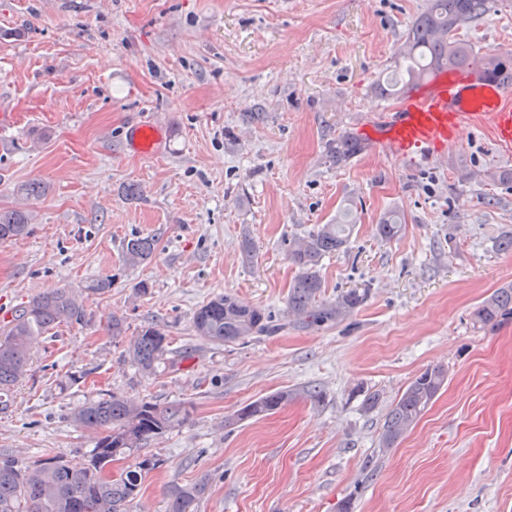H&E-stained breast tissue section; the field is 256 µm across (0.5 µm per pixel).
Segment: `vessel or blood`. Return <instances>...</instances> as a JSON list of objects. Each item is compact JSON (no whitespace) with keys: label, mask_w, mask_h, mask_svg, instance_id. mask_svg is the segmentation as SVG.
<instances>
[{"label":"vessel or blood","mask_w":512,"mask_h":512,"mask_svg":"<svg viewBox=\"0 0 512 512\" xmlns=\"http://www.w3.org/2000/svg\"><path fill=\"white\" fill-rule=\"evenodd\" d=\"M488 126L493 141L512 146V90L502 78L468 69L440 70L406 94L382 122L375 141L390 158L413 156L429 148L437 156L458 143L466 127ZM165 137L159 126L138 122L128 127L127 148L154 155Z\"/></svg>","instance_id":"1"}]
</instances>
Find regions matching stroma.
I'll list each match as a JSON object with an SVG mask.
<instances>
[{
  "label": "stroma",
  "mask_w": 512,
  "mask_h": 512,
  "mask_svg": "<svg viewBox=\"0 0 512 512\" xmlns=\"http://www.w3.org/2000/svg\"><path fill=\"white\" fill-rule=\"evenodd\" d=\"M427 0H0V207L29 211L27 236L0 242V322L33 296L72 288L91 313L30 351L32 375L0 412V450L29 464L81 459L94 431L75 414L110 394L190 418L142 448L161 461L127 512H167L174 485L205 482L196 512H512V321L473 311L512 285V190L486 207L460 168L512 169V149L465 129L435 160L379 153L377 117L397 99L404 35ZM478 58L512 49V0L465 31ZM253 112L262 121L250 120ZM149 120L166 142L128 152L124 130ZM361 137L336 167L328 142ZM40 182L39 199L19 194ZM358 205L345 248L320 263L323 295L367 289L338 324L302 328L288 314L298 270L288 241ZM404 215L382 240L381 217ZM158 240L130 267L123 244ZM255 248L241 254L243 239ZM108 278L104 295L85 292ZM262 308L279 329L217 345L195 311L218 295ZM123 322L112 338L105 320ZM167 331L155 371L128 357L144 326ZM448 379L395 448L378 440L392 401L424 369ZM323 392L321 403L304 390ZM277 390L294 400L262 418L240 408ZM380 396L367 411V393Z\"/></svg>",
  "instance_id": "stroma-1"
}]
</instances>
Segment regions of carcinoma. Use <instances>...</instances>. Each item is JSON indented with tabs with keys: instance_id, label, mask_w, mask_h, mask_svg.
I'll use <instances>...</instances> for the list:
<instances>
[{
	"instance_id": "obj_1",
	"label": "carcinoma",
	"mask_w": 512,
	"mask_h": 512,
	"mask_svg": "<svg viewBox=\"0 0 512 512\" xmlns=\"http://www.w3.org/2000/svg\"><path fill=\"white\" fill-rule=\"evenodd\" d=\"M494 0H428L426 10L413 22L401 44L403 86L422 81L430 72L449 68H472L478 59L460 31L482 20ZM481 70L512 82V50L483 63ZM360 139L343 134L330 143L334 163L341 164L363 151ZM478 179L486 186L512 188V172L486 169L480 173L460 171L458 182ZM357 204L347 207L330 224H321L308 234L288 243V259L299 274L288 293V312L304 328L321 327L345 319L359 308L367 293L352 289L334 300H323L318 271L321 260L345 246L354 224ZM405 219L391 211L378 225L385 240L400 234ZM29 215L18 209L0 208V241L18 239L28 233ZM157 240L152 236L128 240L123 258L131 266L148 261ZM512 317V286L498 288L474 311L481 326H498ZM91 316L67 288H52L31 298L0 328V405L29 371V348L40 336L60 327L83 326ZM196 335L217 344L238 342L254 334L272 331L269 317L257 308L219 295L194 314ZM166 330L151 324L141 330L129 348L132 361L143 371L155 370L169 354ZM448 372L441 366L418 374L391 404L379 439L382 449L393 448L412 428L444 387ZM292 393L278 390L245 406L239 420L263 417L288 404ZM189 409L182 404L161 407L149 401H134L110 395L89 402L75 417V423L99 433L95 447L80 461L45 454L31 465L0 452V512H126L140 490L143 473L160 466L157 458H144L117 478L103 474L117 456L129 455L170 428L186 422ZM204 485L173 486L168 489V512H194Z\"/></svg>"
}]
</instances>
